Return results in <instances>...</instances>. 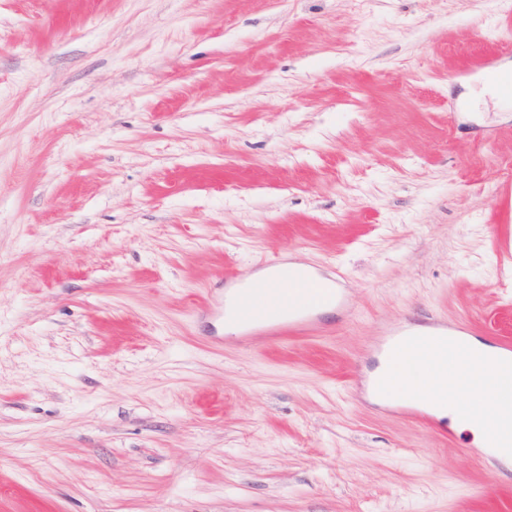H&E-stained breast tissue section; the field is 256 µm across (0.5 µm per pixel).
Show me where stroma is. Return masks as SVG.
Returning <instances> with one entry per match:
<instances>
[{
    "label": "stroma",
    "mask_w": 512,
    "mask_h": 512,
    "mask_svg": "<svg viewBox=\"0 0 512 512\" xmlns=\"http://www.w3.org/2000/svg\"><path fill=\"white\" fill-rule=\"evenodd\" d=\"M512 0H0V512H512L352 394L385 330L512 338ZM343 277L224 333L227 273ZM306 294L296 297L293 303L280 296L266 292V277L250 282L256 288V296L249 288H237L235 313L246 330L265 329L268 336L282 337L288 334L313 335L319 332L313 313L324 305H342L343 295L336 287V281L325 278L317 268L307 270ZM280 309L288 310V317L275 319L274 313Z\"/></svg>",
    "instance_id": "obj_1"
}]
</instances>
